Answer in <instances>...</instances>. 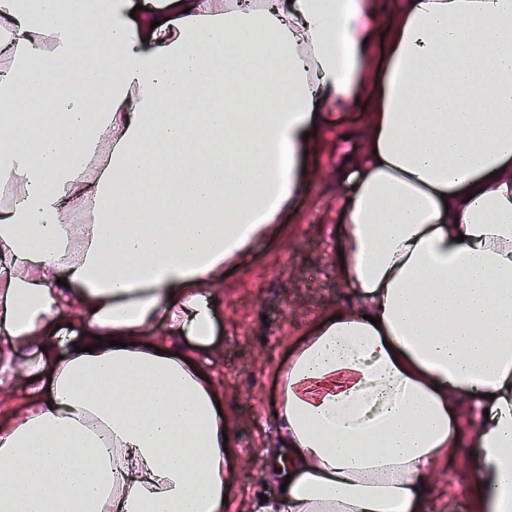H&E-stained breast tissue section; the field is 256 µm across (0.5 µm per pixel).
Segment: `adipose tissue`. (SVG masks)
<instances>
[{
	"label": "adipose tissue",
	"instance_id": "adipose-tissue-1",
	"mask_svg": "<svg viewBox=\"0 0 512 512\" xmlns=\"http://www.w3.org/2000/svg\"><path fill=\"white\" fill-rule=\"evenodd\" d=\"M74 2L0 0V339L42 347L0 512H224L219 392L147 331L210 343L209 290L305 187L322 108L363 102L338 163L361 305L282 365L287 487L257 512H425L461 401L476 512H512V0H393L380 69L381 0Z\"/></svg>",
	"mask_w": 512,
	"mask_h": 512
}]
</instances>
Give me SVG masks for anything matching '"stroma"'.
<instances>
[{
	"mask_svg": "<svg viewBox=\"0 0 512 512\" xmlns=\"http://www.w3.org/2000/svg\"><path fill=\"white\" fill-rule=\"evenodd\" d=\"M326 115L330 128L307 159L311 179L281 215L279 232L256 241L248 261L232 268L218 288L211 343L196 349L168 336L163 325L151 330L167 345L191 352L224 397L232 427L224 470L227 512H252L260 496H279V485L266 479L281 403L279 369L319 319L357 303L338 269L336 138L358 133L364 111L331 107ZM472 438V426H465L454 460L437 467L427 512H471L473 474L466 460Z\"/></svg>",
	"mask_w": 512,
	"mask_h": 512,
	"instance_id": "obj_1",
	"label": "stroma"
}]
</instances>
